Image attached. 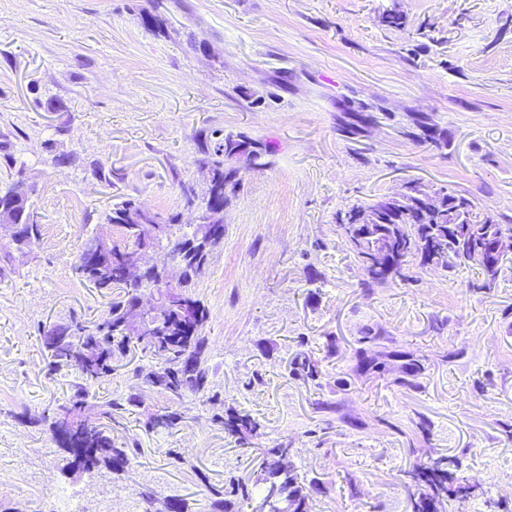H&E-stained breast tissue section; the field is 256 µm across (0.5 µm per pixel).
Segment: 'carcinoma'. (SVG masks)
Instances as JSON below:
<instances>
[{"instance_id":"carcinoma-1","label":"carcinoma","mask_w":512,"mask_h":512,"mask_svg":"<svg viewBox=\"0 0 512 512\" xmlns=\"http://www.w3.org/2000/svg\"><path fill=\"white\" fill-rule=\"evenodd\" d=\"M246 143V140L232 135L216 139L213 147L202 148L203 162L209 164L214 173V180L236 188L238 182L232 176L224 174V155L229 154ZM17 182L12 180L0 184V224L20 222L34 237H39L42 225L31 210L29 197H16ZM450 200L461 208L463 229L459 235L448 237V225L440 224L433 216L420 218L413 206V195H408L404 207L390 211L380 224L350 223L352 215L366 209L382 208V200L368 204L352 206L345 215L339 217V226L359 264L365 265L364 271L371 286H382L390 281L405 279V267L397 264L389 269L366 264L364 252L358 249L356 237L362 233L384 239L396 234L397 248L403 252L415 254L426 251L430 245L442 238L445 240V253L441 255L440 265L450 274L475 267L481 271L483 283L477 289L488 290L499 276V269L489 268L477 261L476 254L485 237L500 233H512V226L500 224L488 214L477 212L474 202L464 196L449 193ZM137 203L133 199L125 200L113 207L105 216L106 223L116 224L123 229L129 244L120 246L107 243L97 237L86 240L74 267L75 274L90 283L102 296L108 299L107 309L96 320L86 322L73 320L59 330L49 334L47 348L50 352L49 370L58 372L63 368H72L78 373L81 383L59 410L74 413L84 399L87 387L112 381L114 365L122 361L130 347L135 345L141 352L157 363V370L147 373L144 382L161 388L174 403L191 393H204L209 389V367L203 357L206 338L203 327L207 311L200 300L193 296L191 288L195 282L186 284L184 301L196 305L198 319L188 329H183L178 318V309H172L166 320L150 336H131L124 332L123 322L139 299L140 288L128 283L123 274V261L126 255L135 251L153 233L152 224L134 226L128 222L129 213L135 211ZM153 224L164 225V233L156 237L157 243L170 252L180 250L192 234V225L181 223V213H169L152 216ZM217 236L206 244V248L196 253L199 270L209 264L213 251L224 241V214H219L215 221ZM94 342L99 350L97 359L87 363L82 355L81 346ZM399 357L395 352H378L367 354L361 350L358 354L357 370L362 373L383 374L390 361ZM140 404L136 394L114 398L106 404L102 419L78 421L76 427L77 447L83 449L78 454L62 440L59 446L69 455L66 467H81L94 478L102 469L116 475L124 474L128 467L142 454L140 448H130L117 442L112 437V423ZM224 427V432L236 438L244 451H249L248 436L257 428L250 415L230 414L228 418H217ZM286 448H264L255 456L257 467L263 469L262 491L255 493L248 485L233 481L231 492L241 496L249 504L265 494L268 486L274 485L288 494L295 504V512H307L310 494L320 490L315 479L308 480L293 466L283 469L273 464L278 455ZM462 462L456 456H440L428 462L416 463L406 471L409 479V503L412 512H428L430 504L439 496L447 495L458 498L468 496L475 490V485L460 475ZM207 499L211 502L213 512H233L232 503L224 499L225 488L219 484L206 486Z\"/></svg>"}]
</instances>
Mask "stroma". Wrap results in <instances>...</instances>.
<instances>
[{"label":"stroma","mask_w":512,"mask_h":512,"mask_svg":"<svg viewBox=\"0 0 512 512\" xmlns=\"http://www.w3.org/2000/svg\"><path fill=\"white\" fill-rule=\"evenodd\" d=\"M356 112L363 127L345 133ZM205 134L275 148L227 193L224 242L194 290L210 391L171 404L135 377L154 364L131 351L89 387L85 413L139 394L112 434L143 453L119 479L74 475L38 420L79 378L48 373L44 335L104 309L73 266L88 238L121 240L107 210L133 199L194 222L179 185H203ZM0 142L43 226L23 246L0 226V502L12 512L204 500L206 484L252 472L215 420L231 407L257 422L252 447L289 445L319 480L310 512H410L406 471L441 455L477 486L442 512H512V255L488 290H471L474 270L415 260L407 280L370 289L337 224L409 181L512 224V0H0ZM370 329L421 361L413 385L396 360L356 374ZM304 356L316 380L293 376ZM170 406L180 424L148 428Z\"/></svg>","instance_id":"1"}]
</instances>
